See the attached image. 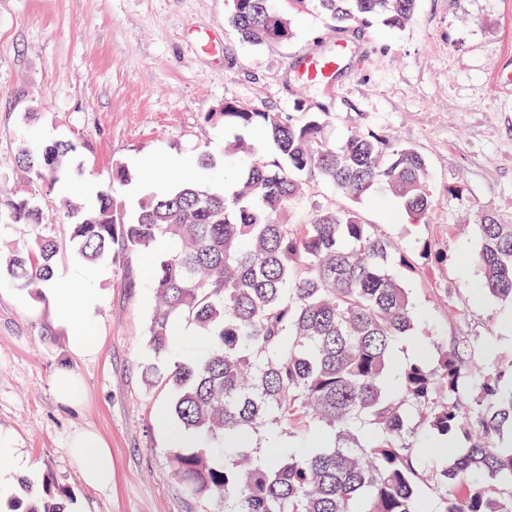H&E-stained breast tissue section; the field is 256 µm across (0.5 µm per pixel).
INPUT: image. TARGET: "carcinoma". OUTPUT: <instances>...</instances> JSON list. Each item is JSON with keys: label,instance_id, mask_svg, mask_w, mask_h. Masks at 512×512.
<instances>
[{"label": "carcinoma", "instance_id": "1", "mask_svg": "<svg viewBox=\"0 0 512 512\" xmlns=\"http://www.w3.org/2000/svg\"><path fill=\"white\" fill-rule=\"evenodd\" d=\"M229 22L249 43L277 42L288 20L271 0H229ZM336 29L378 18L402 29L416 0H312ZM209 120L256 129L276 151L246 165L239 188L187 183L147 194L128 217L115 195L130 173L112 165L93 206L63 203L69 239L88 261L141 253L160 236L176 249L155 262L158 304L149 349L171 350L173 327L193 325L207 340L203 359L179 361L145 377L172 383L178 428L218 443L224 455L172 448L186 494L219 499L224 512H512V360L475 337L435 344L421 328L409 289L392 272L413 267L406 252L363 222L354 208L315 207L294 224L305 176H317L353 201L386 186L413 220L426 218L435 197L425 159L408 147L351 133L333 145L316 112L293 118L232 102ZM77 146L55 140L15 164L34 184L54 185ZM227 154L254 147L240 136ZM42 223L25 195L0 199V224ZM478 289L512 302V224L480 215ZM58 241L39 235L0 259L21 287L38 291L53 278ZM422 354L402 364L400 339ZM426 433L422 447L409 441ZM271 453L257 464L254 437ZM13 512H68L62 495L24 484Z\"/></svg>", "mask_w": 512, "mask_h": 512}]
</instances>
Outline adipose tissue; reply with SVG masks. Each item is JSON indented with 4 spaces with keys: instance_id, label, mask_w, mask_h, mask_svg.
<instances>
[{
    "instance_id": "obj_1",
    "label": "adipose tissue",
    "mask_w": 512,
    "mask_h": 512,
    "mask_svg": "<svg viewBox=\"0 0 512 512\" xmlns=\"http://www.w3.org/2000/svg\"><path fill=\"white\" fill-rule=\"evenodd\" d=\"M46 294L55 302V317L67 334L72 354L85 357L96 353L98 338L93 333L91 313L100 302V292L85 278L73 279L71 287L50 285ZM69 454L77 464L85 484L95 489L112 485V451L92 430L72 435Z\"/></svg>"
}]
</instances>
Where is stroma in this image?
<instances>
[{"label":"stroma","instance_id":"obj_1","mask_svg":"<svg viewBox=\"0 0 512 512\" xmlns=\"http://www.w3.org/2000/svg\"><path fill=\"white\" fill-rule=\"evenodd\" d=\"M291 26L287 41L255 46L228 22L229 0H0V195L30 193L44 223L0 224V239L19 243L48 233L60 251L54 277L99 276L102 302L92 314L98 351L70 356L53 302L0 276V437L26 457V478L0 493V512L20 496L21 481L46 479L69 493L70 512H222L223 502L187 496L174 474L169 433L160 412L175 392L146 380L154 308L151 257L140 253L91 263L69 242L61 185L29 183L16 168L20 144L70 140L80 172L73 181L104 183L113 163L132 180L117 191L127 211L146 180L145 157L209 155L199 183L234 181L247 159L225 155L236 131L208 120L225 102L261 111L324 113L325 134L374 133L410 147L427 161L437 204L412 221L384 189L357 204L365 223L407 252L430 243L442 263L394 273L411 292L429 335L492 341L512 358V303L491 296L474 304L482 272L472 229L478 214L512 224V0H418L403 29L355 24L336 32L311 0H273ZM354 42L334 88L303 83L296 51ZM69 366L85 383L79 408L60 405L53 376ZM97 431L112 450V486L85 485L68 453L76 431Z\"/></svg>","mask_w":512,"mask_h":512}]
</instances>
